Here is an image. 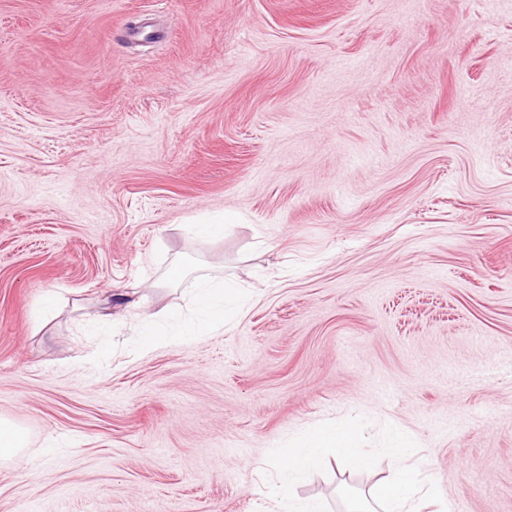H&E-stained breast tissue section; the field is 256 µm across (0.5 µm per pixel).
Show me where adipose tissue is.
Here are the masks:
<instances>
[{"label": "adipose tissue", "instance_id": "1", "mask_svg": "<svg viewBox=\"0 0 512 512\" xmlns=\"http://www.w3.org/2000/svg\"><path fill=\"white\" fill-rule=\"evenodd\" d=\"M165 280L167 284L184 287L194 305V317L189 323L191 334L203 336L223 330L224 301L228 293L223 278L190 280L181 265L176 264L167 272ZM329 458L355 468L367 463V455L358 447L351 428L331 421L320 424L308 431L281 461L280 480L269 490L275 512H319L315 506L301 507L290 489L316 462ZM417 492L415 473L407 467L397 468L377 489L378 496L390 502L393 512H417Z\"/></svg>", "mask_w": 512, "mask_h": 512}]
</instances>
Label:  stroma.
<instances>
[{
  "label": "stroma",
  "mask_w": 512,
  "mask_h": 512,
  "mask_svg": "<svg viewBox=\"0 0 512 512\" xmlns=\"http://www.w3.org/2000/svg\"><path fill=\"white\" fill-rule=\"evenodd\" d=\"M510 64L512 0H0V512H269L326 420L370 464L294 487L323 512H384L397 431L512 512ZM176 262L247 301L141 353ZM189 220L190 224H186L185 227L188 231L195 234H202L210 237H223L224 235V224H230L236 221V218L232 215L224 212H218L216 214H210L207 218L196 221ZM23 443L19 430L10 422L0 419V458L9 456L15 449L21 448Z\"/></svg>",
  "instance_id": "stroma-1"
}]
</instances>
